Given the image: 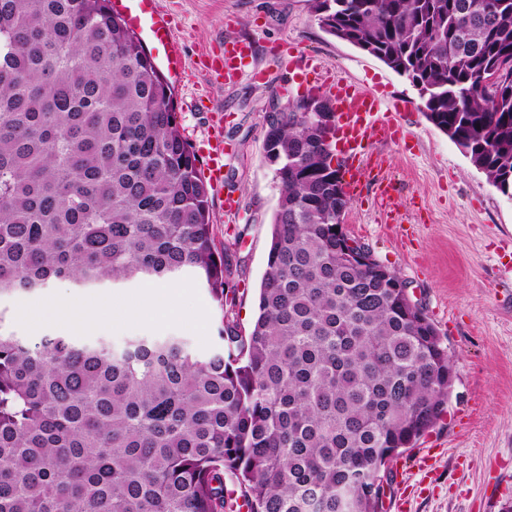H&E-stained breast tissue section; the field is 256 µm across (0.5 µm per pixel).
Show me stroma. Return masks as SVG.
Wrapping results in <instances>:
<instances>
[{
	"instance_id": "1",
	"label": "stroma",
	"mask_w": 512,
	"mask_h": 512,
	"mask_svg": "<svg viewBox=\"0 0 512 512\" xmlns=\"http://www.w3.org/2000/svg\"><path fill=\"white\" fill-rule=\"evenodd\" d=\"M181 20L177 36L193 74L175 80V106L194 147L206 144L207 110L224 113V192L236 203L225 218L211 199L217 247L226 249L239 284L235 318L242 332L254 321L257 291L270 245V223L279 190L264 153L271 115L288 97L302 93L284 70L280 52L293 43L321 59L327 70L407 104L397 119L407 138L374 144L371 165L395 183L402 223L390 221L365 187L348 208L347 234L407 283L414 302L435 324L451 355L456 379L448 411L397 460L386 512H501L512 501V200L491 186L460 149L420 109L416 90L375 57L326 34L313 0H166ZM246 39L255 62L267 72L263 84L241 76L216 86L200 59L226 41ZM75 301L87 294L55 284L44 294L0 301L7 324L30 342L46 335L78 341L179 336L202 350L214 346L221 314L208 294L185 283V320L39 330L18 317L45 297Z\"/></svg>"
}]
</instances>
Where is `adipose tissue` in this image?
<instances>
[{
    "label": "adipose tissue",
    "mask_w": 512,
    "mask_h": 512,
    "mask_svg": "<svg viewBox=\"0 0 512 512\" xmlns=\"http://www.w3.org/2000/svg\"><path fill=\"white\" fill-rule=\"evenodd\" d=\"M182 291L168 284H147L139 299L132 304L114 302L110 299H96L85 304H71L48 298L38 309L20 311L19 317L31 326H39L47 321L58 325H92L104 313H111L116 324H127L150 317L151 320H180L185 316L181 303Z\"/></svg>",
    "instance_id": "obj_1"
}]
</instances>
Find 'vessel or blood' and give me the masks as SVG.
Listing matches in <instances>:
<instances>
[{
  "label": "vessel or blood",
  "instance_id": "vessel-or-blood-1",
  "mask_svg": "<svg viewBox=\"0 0 512 512\" xmlns=\"http://www.w3.org/2000/svg\"><path fill=\"white\" fill-rule=\"evenodd\" d=\"M109 7L120 14L128 28L142 39L153 59L170 71L185 72L182 46L163 0H110ZM253 60L254 46L251 42L231 40L225 43L222 53L206 56V72L215 83L229 82L244 74L255 81H262L263 74ZM288 71L310 90L330 96L335 104L346 189L356 195L364 184L371 182L376 186L377 197L382 202H390L391 182L374 179L368 164L373 140L392 141L398 134L396 123L390 114L382 110L381 98L344 79L332 78L319 59L296 51L291 54ZM203 174L215 193L223 192L224 142L221 135L213 137L203 161Z\"/></svg>",
  "mask_w": 512,
  "mask_h": 512
}]
</instances>
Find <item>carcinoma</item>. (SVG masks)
<instances>
[{
    "instance_id": "carcinoma-1",
    "label": "carcinoma",
    "mask_w": 512,
    "mask_h": 512,
    "mask_svg": "<svg viewBox=\"0 0 512 512\" xmlns=\"http://www.w3.org/2000/svg\"><path fill=\"white\" fill-rule=\"evenodd\" d=\"M495 2L314 10L512 199V0ZM326 102L269 123L279 198L244 334L174 87L138 36L109 0H0V299L191 277L222 309L204 355L179 336L30 345L0 312V512H383L387 463L447 413L453 369L401 277L336 230V127L307 116Z\"/></svg>"
}]
</instances>
